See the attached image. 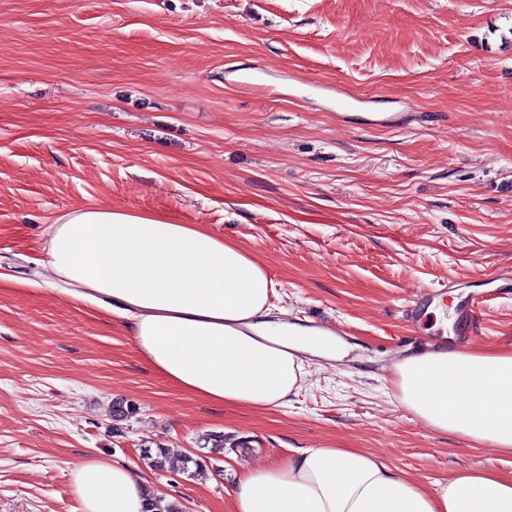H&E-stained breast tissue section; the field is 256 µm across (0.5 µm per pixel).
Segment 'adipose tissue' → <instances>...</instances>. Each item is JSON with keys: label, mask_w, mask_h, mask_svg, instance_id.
I'll list each match as a JSON object with an SVG mask.
<instances>
[{"label": "adipose tissue", "mask_w": 512, "mask_h": 512, "mask_svg": "<svg viewBox=\"0 0 512 512\" xmlns=\"http://www.w3.org/2000/svg\"><path fill=\"white\" fill-rule=\"evenodd\" d=\"M47 266L65 295L133 319L141 355L178 388L212 402L286 407L304 357L339 359L333 336L275 319V283L237 244L199 224L129 209L75 208L48 228ZM401 405L429 427L512 454V350L447 347L396 360ZM81 512H144L148 492L124 464L71 471ZM233 512H512V476L460 472L427 488L354 448H308L242 475Z\"/></svg>", "instance_id": "adipose-tissue-1"}]
</instances>
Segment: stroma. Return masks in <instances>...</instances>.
Returning <instances> with one entry per match:
<instances>
[{"instance_id": "stroma-1", "label": "stroma", "mask_w": 512, "mask_h": 512, "mask_svg": "<svg viewBox=\"0 0 512 512\" xmlns=\"http://www.w3.org/2000/svg\"><path fill=\"white\" fill-rule=\"evenodd\" d=\"M110 205L242 246L272 307L340 323L347 356L308 360L283 409L171 384L125 320L46 285L49 224ZM510 264L512 0H0V512H80L71 470L95 458L184 512H231L242 473L297 448H356L428 488L511 474L391 385L424 346H512L493 283ZM448 277L456 306L482 304L466 338L404 316ZM216 435L240 449L189 476Z\"/></svg>"}]
</instances>
